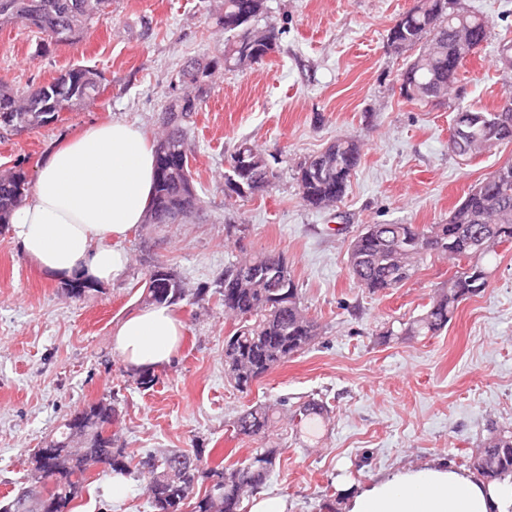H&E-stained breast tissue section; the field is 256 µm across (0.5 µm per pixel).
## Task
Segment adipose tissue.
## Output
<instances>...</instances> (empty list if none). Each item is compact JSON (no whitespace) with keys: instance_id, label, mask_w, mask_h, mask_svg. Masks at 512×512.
Returning a JSON list of instances; mask_svg holds the SVG:
<instances>
[{"instance_id":"ef3b65f1","label":"adipose tissue","mask_w":512,"mask_h":512,"mask_svg":"<svg viewBox=\"0 0 512 512\" xmlns=\"http://www.w3.org/2000/svg\"><path fill=\"white\" fill-rule=\"evenodd\" d=\"M155 146L115 118L50 151L34 187L9 215L26 259L46 274L108 283L127 264L117 242L143 223L153 193ZM183 321L165 305L122 320L112 349L135 372L170 362ZM345 512H512V479L490 484L446 463L400 467L347 493Z\"/></svg>"}]
</instances>
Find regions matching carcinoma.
I'll return each mask as SVG.
<instances>
[{
  "instance_id": "obj_1",
  "label": "carcinoma",
  "mask_w": 512,
  "mask_h": 512,
  "mask_svg": "<svg viewBox=\"0 0 512 512\" xmlns=\"http://www.w3.org/2000/svg\"><path fill=\"white\" fill-rule=\"evenodd\" d=\"M112 6V0H0V27L22 23L55 44L79 42L92 21ZM264 0H224V69L234 70L258 63L275 52L277 34L274 25H260ZM465 35L477 47L490 37L488 20L470 14L455 17L448 11V0H417V6L402 14L389 29L388 45L407 54L398 80L403 97L416 104L428 105L430 99L447 100L458 82L464 60L456 51V40ZM215 63L190 64L184 72L195 91L177 99L169 108L166 132L156 148L157 178L149 212L162 224L199 207L189 166V149L183 123L197 111L204 93V78L212 74ZM102 85L101 75L89 68L66 70L52 81L18 94L0 85V127L27 131L46 125L59 113L72 110L91 100ZM509 111L501 107L487 109L459 106L478 119L471 139L463 142L459 155L473 157L484 150L512 142V96L504 100ZM496 128L494 139L483 138V122ZM361 157L360 145L351 138H338L324 151L300 164L297 182L303 202L314 209H329L346 195ZM236 166L224 172V195L237 199L242 194L227 191L240 182L252 186L250 194L265 191L275 173L266 169L265 157L253 144L240 141L230 157ZM28 190L27 175L22 170L0 174V224L24 198ZM440 244L433 253L428 239ZM505 242H512V162L501 164L488 174L453 208L444 224H368L348 247L351 277L370 293L401 287L430 255L449 260H468L448 283L439 288L424 312L407 323L410 336H435L450 321L459 303L480 295L488 287L485 256ZM241 265L263 269L275 265L281 279L272 288L261 285L241 286L236 273ZM175 288H164V303L172 306L192 295L208 293L202 286L191 290L173 271H168ZM220 301L224 315L234 320V329L224 337V372L235 389L244 393L252 384L289 359L307 351L320 335L316 319L303 308L299 288L283 258L275 253L257 251L244 254L224 267ZM82 415L90 437L85 447L71 451L64 445L70 419ZM100 403L76 409L65 419L57 434L50 438L54 451L41 458L33 452L31 463H42L55 481L47 484L40 495L54 501L55 512H72L87 482V474L100 462L107 463L101 473L140 475L155 512H183L186 501L197 486H205L195 498L192 512H240L243 500L261 489L276 462L278 450L258 448L239 466L209 465L199 455L179 450L136 455L116 443L110 422ZM274 410L260 403L243 411L234 422L235 433L249 439L265 437ZM323 407L303 402L290 410L289 420L309 437L322 428ZM484 463L473 465L479 476L492 483L512 476V426L494 427L481 442ZM181 466V475L172 481H159L156 474L168 465ZM0 512H33L27 487L4 504Z\"/></svg>"
}]
</instances>
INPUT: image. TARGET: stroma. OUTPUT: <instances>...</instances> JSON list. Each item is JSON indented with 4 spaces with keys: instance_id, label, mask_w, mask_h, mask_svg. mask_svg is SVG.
Instances as JSON below:
<instances>
[{
    "instance_id": "stroma-1",
    "label": "stroma",
    "mask_w": 512,
    "mask_h": 512,
    "mask_svg": "<svg viewBox=\"0 0 512 512\" xmlns=\"http://www.w3.org/2000/svg\"><path fill=\"white\" fill-rule=\"evenodd\" d=\"M412 4L267 0V20L280 31L276 51L242 69L216 67L186 124L199 211L134 227L122 243L129 261L112 283L72 297L0 226V500L20 488L33 449L98 400L117 403L116 433L129 450L179 448L226 466L258 446L235 436V416L277 405L266 441L280 455L262 491L284 498L288 512H342L346 487L393 467L440 460L469 468L489 428L512 424V244L497 246L488 288L463 301L436 336L382 334L423 312L455 272L448 261L428 258L386 293H368L348 272V246L363 225L444 223L474 186L512 162V143L471 159L448 145L455 107L492 109L512 93V72L498 62L512 0H465L489 20L491 36L461 68L457 95L432 106L401 96L404 57L387 45ZM223 12L224 0H112L74 45H43L19 23L0 27V83L13 90L78 66L103 77L100 95L57 122L19 134L0 129V172L20 166L36 178L56 145L115 117L160 139L167 108L188 89L179 80L185 63L224 50L216 25ZM340 137L362 145L347 194L336 207L309 208L297 168ZM244 139L264 151L277 178L235 201L224 196V170ZM260 250L284 256L321 334L241 393L224 376V338L234 324L217 290L228 261ZM156 261L209 292L175 305L182 346L145 389L113 352L112 332L143 307ZM308 400L327 410L313 439L288 421L289 406ZM126 484L116 500L111 477L92 475L73 512H154L143 481L130 475Z\"/></svg>"
}]
</instances>
